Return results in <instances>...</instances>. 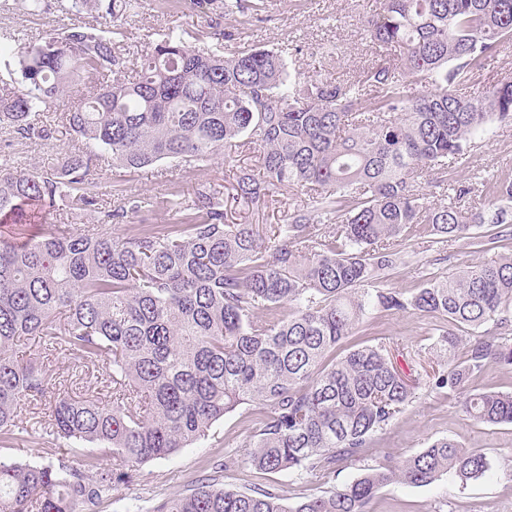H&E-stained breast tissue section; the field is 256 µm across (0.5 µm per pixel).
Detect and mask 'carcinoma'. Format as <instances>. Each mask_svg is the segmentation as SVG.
Wrapping results in <instances>:
<instances>
[{
  "instance_id": "cac0c4a2",
  "label": "carcinoma",
  "mask_w": 512,
  "mask_h": 512,
  "mask_svg": "<svg viewBox=\"0 0 512 512\" xmlns=\"http://www.w3.org/2000/svg\"><path fill=\"white\" fill-rule=\"evenodd\" d=\"M67 2L95 25L20 47L22 89H0V125L48 139L32 114L76 83L92 88L63 113L78 144L60 168L0 169V224L23 235L0 241V443L29 434L18 405L48 393L46 372L17 356L25 336L53 340L86 367L105 365L112 403L53 394L45 425L66 455L55 465L0 457V512H89L141 464L204 439L245 405L261 415L246 444L253 468L330 478L415 398L386 347L336 355L371 310L446 318L451 329L428 350L436 390L463 392L490 363L512 367L501 336L512 329V253L431 277L409 295L376 286L421 229L452 243L498 224L497 239L512 240L511 176L485 183L480 205L471 185L446 178L473 140L512 126L511 79L476 96L461 91L512 40V0H382L366 33L382 54L342 81L293 75L275 48L200 51L177 27L136 58L128 78L106 32L119 33L139 0ZM208 2L221 17L258 11L248 0ZM251 149L260 170L238 176L240 199L263 204L285 186L308 197L265 246L253 225L224 223L216 189L197 192L181 224L113 236L134 201L79 231L29 233L59 199L96 210L85 185L109 158L136 171L164 159L206 162L220 150L230 163ZM433 171L427 195L421 184ZM461 328L483 334L458 359ZM462 406L478 424H512V390L469 393ZM88 445L99 454L85 453ZM491 470L484 453L441 438L292 505L271 487L207 483L159 512H368L391 482L464 483Z\"/></svg>"
}]
</instances>
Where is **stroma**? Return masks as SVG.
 I'll use <instances>...</instances> for the list:
<instances>
[{
	"label": "stroma",
	"instance_id": "obj_1",
	"mask_svg": "<svg viewBox=\"0 0 512 512\" xmlns=\"http://www.w3.org/2000/svg\"><path fill=\"white\" fill-rule=\"evenodd\" d=\"M141 2L124 21L123 35L115 39V53L124 59L149 50L175 26L189 33L193 46L221 53L225 50L221 31L233 30L238 34L236 46L284 49L291 72L339 80L351 78L372 59L374 50L364 24L381 10V0H257L258 15L221 18L210 7L194 5L192 0ZM9 3L8 10H0V34L16 33L33 40L45 30L62 32L79 21L60 0H49V9L35 14L29 12L27 0ZM87 92V86L72 87L68 96L54 101L50 111L33 116L35 125H52L51 139H21L9 127L0 126V164L17 174H41L57 168L73 145L62 116ZM257 165L253 151L242 153L230 164L220 154L197 164L166 159L138 171L111 163L96 171L94 184L101 210L117 208L129 199L140 201L142 208L132 217L138 224L174 223L177 215L172 198L187 204L197 190L215 188L225 195L227 223L253 225L265 236L271 227L285 223L301 195L285 188L276 201L259 206L233 199L237 176ZM496 174L512 175V127L478 139L467 160L448 172L450 179L476 185ZM499 255L496 249L473 251L464 240L450 246L424 233L405 242L394 266L385 271L378 285L409 293L429 277H445L459 267L487 263ZM446 327L442 319L417 311L374 312L365 318L353 343L394 348L393 359L415 382L416 396L373 437L358 461L339 464L329 480L307 475L268 476L250 467L244 444L258 426L259 413L243 408L226 415L207 439L140 465L136 482L104 497L95 512H155L157 506L204 482L246 492L271 486L292 504L304 496L351 483L365 467L391 466L442 437L482 450L493 463L492 472L464 484L452 477L421 487L394 482L380 490L369 512H512V472L506 467L507 460L512 459V425L470 421L462 410L460 394L431 389L424 368L412 359L413 353L427 351ZM22 354L25 360L45 369L54 389L111 402L112 390L104 382L103 368L80 370L76 356L50 353L35 339L23 345ZM44 409L41 401L21 402L18 415L27 422L30 435L21 448L0 446L1 456L39 465L57 461L61 451L44 427Z\"/></svg>",
	"mask_w": 512,
	"mask_h": 512
}]
</instances>
